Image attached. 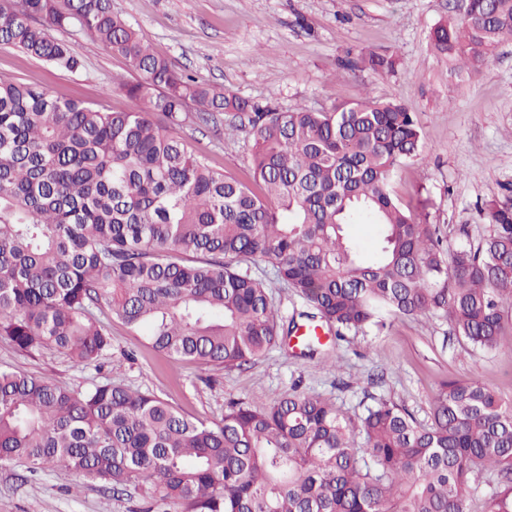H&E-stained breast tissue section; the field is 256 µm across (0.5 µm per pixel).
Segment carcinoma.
<instances>
[{
  "label": "carcinoma",
  "instance_id": "carcinoma-1",
  "mask_svg": "<svg viewBox=\"0 0 512 512\" xmlns=\"http://www.w3.org/2000/svg\"><path fill=\"white\" fill-rule=\"evenodd\" d=\"M76 26L137 73L112 77L136 102L106 112L0 77V338L81 364L110 348L99 316L175 362L241 368L298 331L279 320L256 259L336 338L390 316L442 312L492 351L512 307V208L491 231L445 247L426 214L389 190L420 155L416 119L365 97L326 111L251 105L178 72L112 12L111 0H0V43L61 70L81 60L52 29ZM450 73L478 74L512 40V0H465L431 32ZM360 64L380 75L397 60ZM230 117L254 136L251 183L217 169L173 130ZM163 118L164 123L155 120ZM379 229L369 255L346 233ZM69 472L165 512H512V406L478 380L441 385L422 423L380 399L345 417L319 395L260 407L237 399L216 422L121 384L83 392L0 368V465Z\"/></svg>",
  "mask_w": 512,
  "mask_h": 512
}]
</instances>
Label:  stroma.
<instances>
[{
  "label": "stroma",
  "instance_id": "35a3bbf8",
  "mask_svg": "<svg viewBox=\"0 0 512 512\" xmlns=\"http://www.w3.org/2000/svg\"><path fill=\"white\" fill-rule=\"evenodd\" d=\"M462 0H112L119 14L176 70L199 83L226 88L259 105L314 110L371 96L396 100L416 118L422 157L401 166L390 190L403 204H423L428 223L449 244L490 231L481 206L512 204V42L500 45L477 76H452L430 33L459 13ZM84 60L71 73L0 45V77L103 105L133 109L113 91L112 77L129 75L119 56L76 27L58 31ZM396 55L397 73L378 76L351 67L362 52ZM178 136L204 151L213 166L250 178L249 131L227 137L186 122ZM112 347L105 357L77 365L55 350L28 355L0 339V366L81 391L112 381L169 399L185 415L216 421L231 399L272 405L291 388L331 399L347 415L382 398L428 421L441 382L476 379L512 402V336L492 352L454 335L445 315L393 316L380 332L329 338L308 358L277 347L256 362L226 370L174 363L149 349L121 322L102 318ZM141 490L116 496L78 476L0 466V512H142Z\"/></svg>",
  "mask_w": 512,
  "mask_h": 512
}]
</instances>
